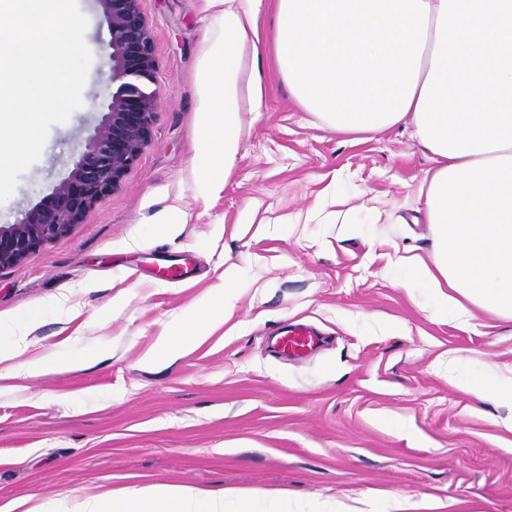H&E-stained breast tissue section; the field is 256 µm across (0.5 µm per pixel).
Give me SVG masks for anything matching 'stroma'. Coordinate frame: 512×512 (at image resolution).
<instances>
[{
  "mask_svg": "<svg viewBox=\"0 0 512 512\" xmlns=\"http://www.w3.org/2000/svg\"><path fill=\"white\" fill-rule=\"evenodd\" d=\"M93 54L83 105L52 126L40 159L0 204L12 224L68 171L109 95L107 24L78 0ZM259 47L263 112L240 115L235 166L202 197L196 70L212 33L204 0H140L160 91L148 145L121 186L65 237L0 270V317L41 308L31 339L78 368L0 389V507L19 497H91L148 484L289 489L384 512H512V408L463 387L512 373V322L472 309L469 326L431 315L429 288L387 267L392 250L433 246L421 192L432 162L409 130L354 141L295 102L275 60V4ZM176 212L179 225L159 224ZM232 271L235 307L205 343L148 358L158 336ZM65 296L86 325L59 348ZM290 321L326 344L272 352Z\"/></svg>",
  "mask_w": 512,
  "mask_h": 512,
  "instance_id": "stroma-1",
  "label": "stroma"
}]
</instances>
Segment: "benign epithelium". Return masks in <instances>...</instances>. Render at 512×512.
<instances>
[{
    "label": "benign epithelium",
    "mask_w": 512,
    "mask_h": 512,
    "mask_svg": "<svg viewBox=\"0 0 512 512\" xmlns=\"http://www.w3.org/2000/svg\"><path fill=\"white\" fill-rule=\"evenodd\" d=\"M107 21L112 94L100 125L71 170L15 224L0 225V270L25 260L44 243L64 237L117 189L152 136L159 90L155 43L140 0H97Z\"/></svg>",
    "instance_id": "1"
}]
</instances>
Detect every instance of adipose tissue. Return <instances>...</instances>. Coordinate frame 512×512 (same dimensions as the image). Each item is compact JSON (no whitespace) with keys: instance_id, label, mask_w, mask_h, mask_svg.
<instances>
[{"instance_id":"obj_1","label":"adipose tissue","mask_w":512,"mask_h":512,"mask_svg":"<svg viewBox=\"0 0 512 512\" xmlns=\"http://www.w3.org/2000/svg\"><path fill=\"white\" fill-rule=\"evenodd\" d=\"M217 32L196 74L195 135L209 162L203 196L220 192L238 152L242 108L259 113L258 76L244 77L240 48L258 42L264 0H205ZM274 50L303 110L343 135L412 127L433 167L426 176L432 251H393L390 265L431 288L439 311L468 324L472 308L512 321V0H277ZM232 285L158 337L173 357L223 326ZM33 320L0 321V367L18 379L63 367L33 351ZM231 490L150 484L121 495L13 501L17 512H256Z\"/></svg>"}]
</instances>
